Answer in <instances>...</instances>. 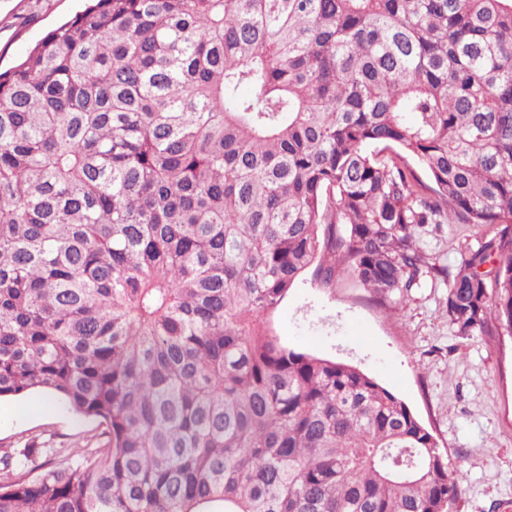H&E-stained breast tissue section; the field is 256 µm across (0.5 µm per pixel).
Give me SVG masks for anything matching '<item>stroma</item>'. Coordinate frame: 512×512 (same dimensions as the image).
<instances>
[{"mask_svg":"<svg viewBox=\"0 0 512 512\" xmlns=\"http://www.w3.org/2000/svg\"><path fill=\"white\" fill-rule=\"evenodd\" d=\"M81 7V0H0V68L24 59ZM489 232L429 224L419 246L426 261L452 267ZM447 296V283L437 280L379 301L349 273L329 289L308 272L270 325L289 348L353 365L406 402L461 468L454 512H512V338L457 336ZM94 428L40 393L0 401V447L26 435L66 447Z\"/></svg>","mask_w":512,"mask_h":512,"instance_id":"35a3bbf8","label":"stroma"}]
</instances>
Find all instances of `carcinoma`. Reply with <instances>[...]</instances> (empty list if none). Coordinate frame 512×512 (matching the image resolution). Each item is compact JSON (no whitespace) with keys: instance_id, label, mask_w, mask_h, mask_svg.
Here are the masks:
<instances>
[{"instance_id":"carcinoma-1","label":"carcinoma","mask_w":512,"mask_h":512,"mask_svg":"<svg viewBox=\"0 0 512 512\" xmlns=\"http://www.w3.org/2000/svg\"><path fill=\"white\" fill-rule=\"evenodd\" d=\"M342 263L512 337V0H89L0 72V400L97 427L0 448V512H451L407 404L267 324ZM490 231L488 226L476 224H428L421 229L419 246L426 261L454 267L461 255Z\"/></svg>"}]
</instances>
